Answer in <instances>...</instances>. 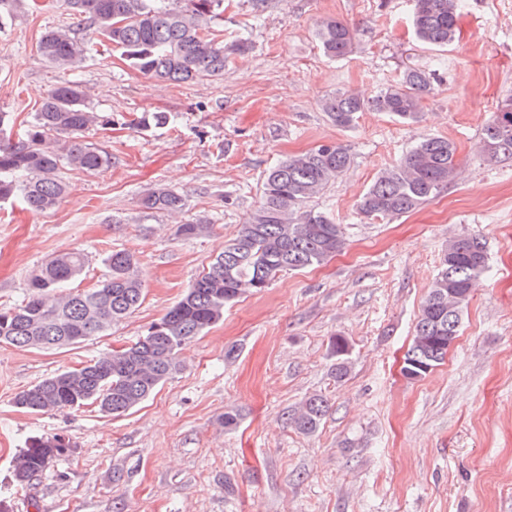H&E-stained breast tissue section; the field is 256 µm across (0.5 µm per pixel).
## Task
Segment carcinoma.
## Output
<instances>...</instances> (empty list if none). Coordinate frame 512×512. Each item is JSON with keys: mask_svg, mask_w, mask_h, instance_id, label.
<instances>
[{"mask_svg": "<svg viewBox=\"0 0 512 512\" xmlns=\"http://www.w3.org/2000/svg\"><path fill=\"white\" fill-rule=\"evenodd\" d=\"M70 15L85 28L106 38L129 66L149 78L194 83L224 74L231 55L243 56L250 43L226 45L208 27L224 0H65ZM415 37L433 48H445L459 32L460 0H411ZM35 0H0V20L30 10ZM317 38L325 56L351 52L354 32L339 19L321 23ZM93 50L71 24L47 29L39 51L63 71L79 69ZM434 90L430 74L408 69L370 101L350 93L328 97L324 110L339 129L354 125L358 114L386 112L407 125L421 121L422 103ZM165 112H143L141 130L175 123ZM112 113L98 112L87 102L81 83L56 84L44 96L27 124L16 130L7 112H0V203L20 201L33 213L54 210L66 186L59 170L94 173L112 166V154L86 141L91 129L108 130ZM483 161L493 166L512 157V96L498 101L480 140ZM353 157L346 145L324 141L290 155L266 174L260 200L250 221L241 225L207 271L189 285L181 298L151 322L132 344L114 349L76 368L47 377L18 393L14 404L29 413H52L94 405L102 413L121 416L145 401L180 370L179 353L224 318V307L246 294H257L284 271L302 270L343 252L348 237L343 225L308 208L346 172ZM459 173L457 147L446 137L419 139L384 170L358 202L367 219H394L410 214L448 191ZM145 211L178 214L186 206L178 191L157 186L141 195ZM211 225L180 224L176 234L197 238ZM107 273L86 290L64 291L79 278L86 256L79 250L59 252L42 263L30 278V294L21 303L0 308V343L16 348L75 347L98 336L132 314L144 297L137 259L118 249L104 258ZM487 272L485 243L478 236L448 240L441 266L425 297L402 373L411 380L425 377L448 355V342L459 335L472 286ZM346 340H332L336 378L347 374ZM329 409L312 396L287 421L304 434L315 432ZM72 443L61 434L31 438L18 456L14 481L21 487L53 463L70 456Z\"/></svg>", "mask_w": 512, "mask_h": 512, "instance_id": "1", "label": "carcinoma"}]
</instances>
